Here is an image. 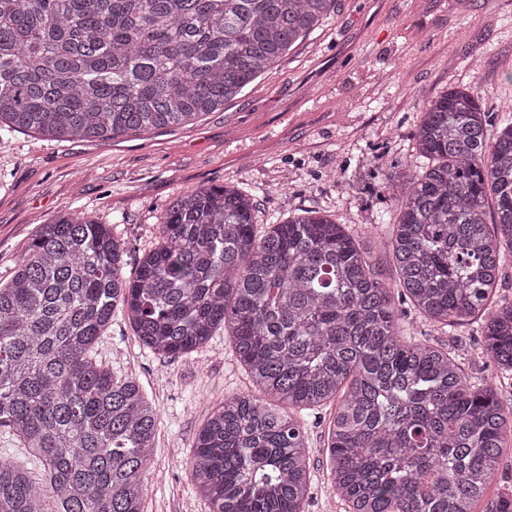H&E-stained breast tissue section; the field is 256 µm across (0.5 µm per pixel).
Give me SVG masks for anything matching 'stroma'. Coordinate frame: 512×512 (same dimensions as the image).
<instances>
[{"instance_id":"1","label":"stroma","mask_w":512,"mask_h":512,"mask_svg":"<svg viewBox=\"0 0 512 512\" xmlns=\"http://www.w3.org/2000/svg\"><path fill=\"white\" fill-rule=\"evenodd\" d=\"M451 82L488 107L512 99V0H336L323 26L195 125L64 142L12 132L0 149V279L59 215L81 210L114 224L135 258L175 194L229 182L256 194L263 224L327 211L393 279L383 242L396 215L378 169L412 162L420 109ZM99 353L115 374L136 377L159 413L145 512H208L189 477L192 444L213 401L249 388L229 340L159 357L117 316ZM330 416L326 407L306 418V512H345L326 472Z\"/></svg>"}]
</instances>
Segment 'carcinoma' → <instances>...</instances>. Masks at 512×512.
I'll return each instance as SVG.
<instances>
[{
	"instance_id": "cac0c4a2",
	"label": "carcinoma",
	"mask_w": 512,
	"mask_h": 512,
	"mask_svg": "<svg viewBox=\"0 0 512 512\" xmlns=\"http://www.w3.org/2000/svg\"><path fill=\"white\" fill-rule=\"evenodd\" d=\"M334 0H0V130L108 140L224 109L318 28ZM464 84L428 101L420 169L384 172L397 220L382 277L346 224L303 209L258 227L256 195L198 186L169 202L126 274L112 225H42L0 280V432L39 464L0 463V512H144L159 415L97 358L112 318L138 345L187 356L221 331L264 394L213 403L190 479L209 512H305L304 415L335 405L326 471L346 512H512L487 496L512 447V105ZM495 216L486 221L489 199ZM440 332L477 323L493 380L451 343L412 341L399 305Z\"/></svg>"
}]
</instances>
